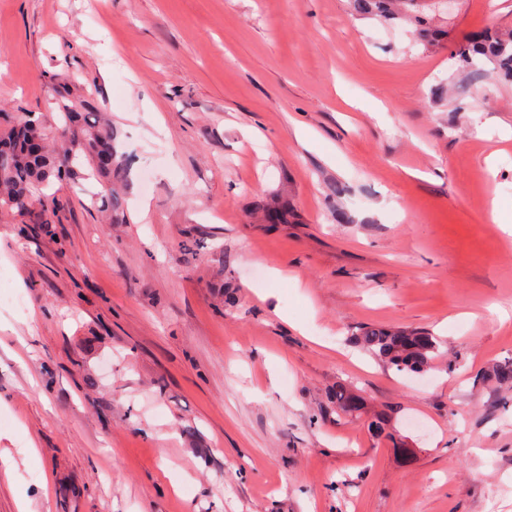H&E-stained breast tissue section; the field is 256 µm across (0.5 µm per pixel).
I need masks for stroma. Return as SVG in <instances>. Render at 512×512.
I'll list each match as a JSON object with an SVG mask.
<instances>
[{"instance_id": "obj_1", "label": "stroma", "mask_w": 512, "mask_h": 512, "mask_svg": "<svg viewBox=\"0 0 512 512\" xmlns=\"http://www.w3.org/2000/svg\"><path fill=\"white\" fill-rule=\"evenodd\" d=\"M487 27L512 0H0V112L63 75L127 164L122 221L81 174L50 232L0 211V512H512V389L474 378L512 357V85L452 54ZM354 340L377 361L400 372H424L441 355L438 338L424 330L366 326Z\"/></svg>"}]
</instances>
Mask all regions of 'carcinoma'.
Returning a JSON list of instances; mask_svg holds the SVG:
<instances>
[{"mask_svg": "<svg viewBox=\"0 0 512 512\" xmlns=\"http://www.w3.org/2000/svg\"><path fill=\"white\" fill-rule=\"evenodd\" d=\"M465 75L478 72L476 60L486 58L497 66L499 75L512 82V37L476 34L458 44L453 52ZM52 91L59 121L42 116L0 114V209L27 214L40 208L43 231L56 217L55 197L43 189L56 180L63 182L84 168L102 184L101 202L120 215L114 185L126 179V164L118 155L112 127L105 121L91 93L79 92L62 78L52 79ZM355 344L377 361L400 372L421 373L440 356V341L424 330L366 326L355 336ZM484 378L499 385H512V360L495 364ZM337 409L344 415L360 412L352 391L336 385Z\"/></svg>", "mask_w": 512, "mask_h": 512, "instance_id": "obj_1", "label": "carcinoma"}]
</instances>
